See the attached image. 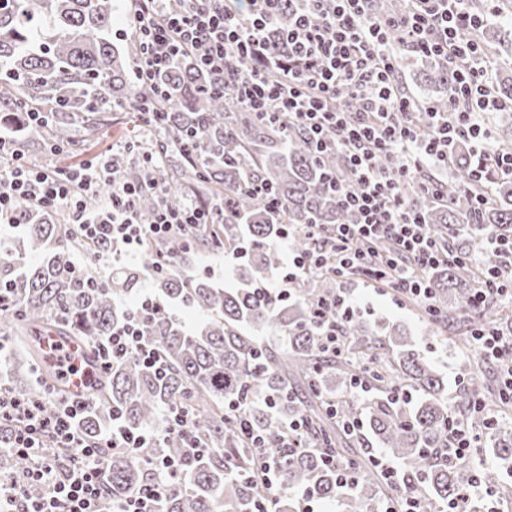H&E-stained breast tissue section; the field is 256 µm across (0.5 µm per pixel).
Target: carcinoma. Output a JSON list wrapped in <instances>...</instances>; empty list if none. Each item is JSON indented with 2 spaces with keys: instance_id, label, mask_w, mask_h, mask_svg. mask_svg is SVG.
<instances>
[{
  "instance_id": "1",
  "label": "carcinoma",
  "mask_w": 512,
  "mask_h": 512,
  "mask_svg": "<svg viewBox=\"0 0 512 512\" xmlns=\"http://www.w3.org/2000/svg\"><path fill=\"white\" fill-rule=\"evenodd\" d=\"M407 6V0H379L374 8L380 15L398 17ZM300 7V0H286L268 26L267 36L281 59L288 56L283 38L288 20ZM114 10L113 0H0V125L12 128L15 145L40 136L48 153L66 161L97 137L105 114L136 112L147 94L129 78L139 59V41L132 26L125 33L113 31ZM511 34L487 23L478 42L485 49L504 48ZM421 62L426 80L448 94L427 104L448 111V100L456 97L454 68L435 56L424 55ZM154 82L167 91L160 115L163 136L143 148L139 121L132 118L125 138L131 155L145 151L153 156L154 179L173 187L166 197L170 207H183L187 190L223 206L218 224L187 226L163 241L147 243L150 262L160 255L168 259L154 273V299L160 308L145 313L140 324L143 342L161 356L164 371L131 358L103 368L98 357L99 345L126 323L129 309L119 307L117 300L136 290L140 266L127 264L110 278L77 266L79 237L63 223L62 212L40 210L19 199L13 217L24 231L0 250V333L15 337L27 358L14 365V372L28 362L42 363L40 336L53 333L87 347L93 407L80 429L91 443L99 441L114 414L126 429L138 433L161 411L188 408L204 451L190 458L163 491L158 512H255L263 505L275 512H297L294 501L282 494L284 487L307 489L315 499L339 504L342 512H366L382 484L371 461L373 442L399 462L409 494L425 503L460 496L464 473L440 457L448 447V419L466 414L476 401L491 412L508 405L490 387L473 355L463 353L467 381L450 404L442 377L401 325L356 314L344 323L342 353L323 351L313 311L334 294L330 279L311 277L285 300L263 291L281 263L276 241L282 229L355 222L328 182V174L346 167L344 154L320 153L302 128L272 124L214 92L213 76L189 53L174 57ZM492 90L512 98V67L496 75ZM498 135L503 149L512 146L511 114L498 122ZM478 160L474 152L456 145L453 171L439 185V199L413 183L403 188L410 205L424 214L432 234L452 253L448 264L428 272L432 308L421 305L422 314L435 332L449 327L463 344L474 325L490 322L497 327L505 320L496 310L486 317L470 314L475 267L498 266L509 277V268L493 255L476 262L469 258L484 231L512 239V181L491 174L482 184H472L470 171ZM141 177L134 159L115 174L120 182ZM253 179L271 189L276 205L247 191ZM479 193L488 196L482 208L475 205ZM240 245L246 248V259L232 273L233 286L193 272L200 254L230 252ZM175 306L201 315L198 327L184 329L170 314ZM271 331L284 336L286 344L267 342L264 334ZM359 380L369 388L363 400L355 395ZM337 386L342 394L334 416L325 401ZM398 389L410 391L416 400L395 398ZM229 399L248 405L247 420L266 435L273 455L282 453L283 422L299 414L305 417L311 448L288 449L277 484L249 478L252 456L239 420L224 412ZM362 401L369 409L367 432L352 433L342 421L360 416ZM14 435L13 424L0 423V469L18 473L27 461L3 452ZM180 447L181 437L172 434L161 446L147 443L132 455L101 449L112 456V470L100 512H112L113 501L154 485L153 462ZM324 453L358 459L352 488L339 486L336 470L322 461ZM494 455L512 460V434L495 438ZM231 456L244 475L226 474Z\"/></svg>"
}]
</instances>
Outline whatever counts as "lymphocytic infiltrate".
I'll return each instance as SVG.
<instances>
[{
	"instance_id": "f902f5d3",
	"label": "lymphocytic infiltrate",
	"mask_w": 512,
	"mask_h": 512,
	"mask_svg": "<svg viewBox=\"0 0 512 512\" xmlns=\"http://www.w3.org/2000/svg\"><path fill=\"white\" fill-rule=\"evenodd\" d=\"M131 2L141 48L140 82L150 85L173 56L192 54L201 68L215 75L217 87L230 92L247 110L273 123L302 126L318 151L345 154L346 169L334 173L330 185L359 221L327 229L305 225L303 232L316 247L307 253L286 252L281 297H288V283L302 275L340 278L358 270L388 277L403 295L428 299L426 274L447 261L449 250L405 200L403 186L425 167L450 169L448 147L459 138L469 141L484 160L472 171L471 180L481 181L489 170L512 179V152L492 149L489 129L491 117L512 111V99L493 93L487 57L472 37L483 20L466 11L462 0H416L417 9L394 22L373 16L369 0H304L285 32L289 55L284 61L275 57L266 38L281 0H248L244 14L232 0H181L180 7L172 10L167 9V0ZM392 27L401 31L403 42L415 52L455 67L461 108L439 115L432 106L400 92L388 37ZM461 58L466 64L460 68L456 62ZM344 98L356 102V111L338 109ZM383 153L392 156V167L378 166ZM106 172L103 163L68 171L30 167L13 148L10 135L0 134V233L16 231L12 210L19 198L31 199L39 207L63 209L69 224L85 238L118 239L130 246L165 238L180 225L212 221L213 203L199 201L181 211L158 207L151 222H140L137 205L142 186L136 182L113 184L98 209L88 210L84 197L96 192ZM352 312V304L341 294L320 303L315 322L326 350L342 351L341 321ZM53 353L62 376L76 389L73 399L48 407L0 389V420L17 428L12 450L30 462L21 473L0 476V512H99L109 462L77 428L90 406L84 395L89 381L83 354L78 347L59 345ZM99 355L107 365L126 358L150 366L160 363L143 343L134 318L113 331ZM172 433L183 436L182 453L161 456L156 464L158 471L171 472L184 457L199 452L186 410H165L162 427L138 434L113 423L103 440L108 447L131 454L146 442L161 443ZM48 436L57 441V448L68 450V461L60 460L57 449L44 447ZM32 486L38 487L37 496H29Z\"/></svg>"
}]
</instances>
